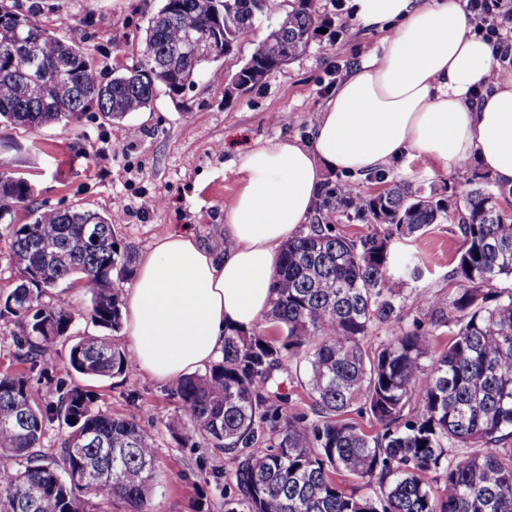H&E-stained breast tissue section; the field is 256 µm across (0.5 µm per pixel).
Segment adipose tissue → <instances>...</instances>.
I'll return each instance as SVG.
<instances>
[{"label":"adipose tissue","mask_w":512,"mask_h":512,"mask_svg":"<svg viewBox=\"0 0 512 512\" xmlns=\"http://www.w3.org/2000/svg\"><path fill=\"white\" fill-rule=\"evenodd\" d=\"M383 31L325 100L311 144L260 145L226 211L216 257L193 233H169L139 262L124 295L138 371L170 383L216 361L228 329L248 330L274 297L281 245L307 222L329 172L366 174L402 155L447 169L476 162L512 187V79L488 84L493 47L458 0H353Z\"/></svg>","instance_id":"adipose-tissue-1"}]
</instances>
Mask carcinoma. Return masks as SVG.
Masks as SVG:
<instances>
[{
    "label": "carcinoma",
    "mask_w": 512,
    "mask_h": 512,
    "mask_svg": "<svg viewBox=\"0 0 512 512\" xmlns=\"http://www.w3.org/2000/svg\"><path fill=\"white\" fill-rule=\"evenodd\" d=\"M319 0H160L146 19L141 59L108 81L79 36H59L27 14L0 23V124L38 129L78 122L94 106L122 120L151 106L162 88L178 95L207 61L197 41L214 37L224 55L261 19L275 18L228 83L240 93L261 84L284 59L302 54L325 24ZM43 37L42 58L27 50ZM55 73L43 101L30 84ZM457 224L460 248L449 278L455 292L422 298L411 324L402 312L409 278L393 267L394 239L417 237L448 217V205L422 189L394 184L375 195L331 186L318 217L281 248L272 331L231 329L204 373L171 389L181 417L169 424L181 447L206 439L231 456L234 479L224 512H512V214L470 180ZM27 182L0 171V221L29 200ZM352 210L373 231L350 239L333 217ZM12 225L18 276L0 318L20 325L17 367L0 372V512H150L158 467L154 432L94 405L74 385L35 398L30 373L60 340H72L69 366L88 378L134 372L106 336L75 334V317L121 327V286L136 249L115 236L110 216L85 208L32 210ZM67 281L89 304L72 310L48 300ZM386 328L380 338L374 331ZM448 333L445 346L438 343ZM295 375L310 408L279 392L276 376ZM368 421L364 427L352 415ZM68 429L57 453L44 451L47 425ZM443 482H438V478ZM368 489L359 494L346 484Z\"/></svg>",
    "instance_id": "cac0c4a2"
}]
</instances>
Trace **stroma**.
Returning a JSON list of instances; mask_svg holds the SVG:
<instances>
[{
	"instance_id": "stroma-1",
	"label": "stroma",
	"mask_w": 512,
	"mask_h": 512,
	"mask_svg": "<svg viewBox=\"0 0 512 512\" xmlns=\"http://www.w3.org/2000/svg\"><path fill=\"white\" fill-rule=\"evenodd\" d=\"M350 0H320L327 31L294 60L272 71L244 93H226L232 77L264 39L261 21L243 36L235 54L210 64L195 86L177 97L161 92L149 109L114 122L98 110L79 123L36 130L0 124V163L24 178L33 192L15 208L14 223L26 224L33 209L83 207L103 214L124 213L116 224L119 239L138 255L149 253L166 233L186 229L205 244L224 236V213L245 173L243 160L256 144L291 138L307 143L323 102L361 61L380 46L379 33L354 17ZM42 26L64 35L80 29L96 66L122 70L141 58L142 29L159 0H16ZM279 113L283 122L272 123ZM475 163L449 170L408 155L374 174L329 175L374 195L398 183L434 189L438 197H461ZM457 211L432 225L422 237L393 243L395 262L418 267L411 281L414 298L408 315L419 314L422 295L451 294L448 275L460 241ZM67 341L47 359L48 372L32 373L35 395L61 385L82 384L100 409L146 420L157 436L158 472L152 512H224V485L234 463L228 455L200 443L179 447L168 423L178 405L169 385L143 373L126 378L84 379L69 367Z\"/></svg>"
}]
</instances>
